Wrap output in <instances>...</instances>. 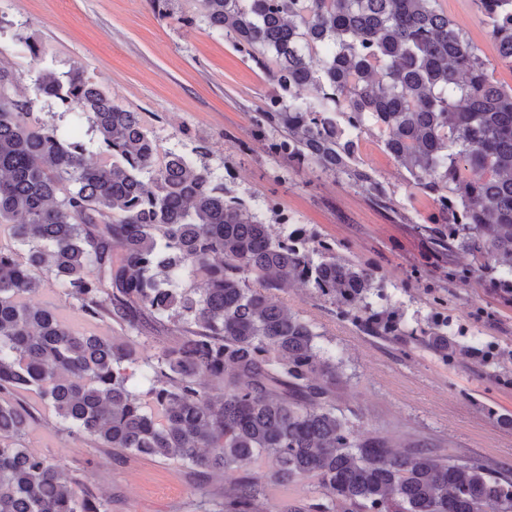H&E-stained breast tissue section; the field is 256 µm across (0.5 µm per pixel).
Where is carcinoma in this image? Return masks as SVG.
I'll return each mask as SVG.
<instances>
[{"label":"carcinoma","mask_w":512,"mask_h":512,"mask_svg":"<svg viewBox=\"0 0 512 512\" xmlns=\"http://www.w3.org/2000/svg\"><path fill=\"white\" fill-rule=\"evenodd\" d=\"M497 59L512 68V0H475ZM209 25L261 69L273 94L256 132L271 152L342 178L381 208L362 166L365 134L432 201L414 222L435 253H462L448 278L512 294V86L438 0H201ZM316 101L301 97L305 89ZM36 97L0 66V392L36 391L67 429L115 454L247 473L213 512H260L271 482L314 476L320 497L288 512H512V481L472 459L393 452L360 436L336 406V356L313 324L277 300L298 281L372 336H421L443 360L459 345L447 318L408 327L366 302L371 273L303 229H275L207 166L160 154L142 116L81 68L43 71ZM79 111L99 135L97 163L63 138L37 101ZM46 271L89 321L74 331L33 301ZM179 333L145 354L146 317ZM147 389L138 391L140 383ZM26 410L0 402V512H109L58 462L21 447Z\"/></svg>","instance_id":"carcinoma-1"}]
</instances>
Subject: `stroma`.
<instances>
[{
    "label": "stroma",
    "mask_w": 512,
    "mask_h": 512,
    "mask_svg": "<svg viewBox=\"0 0 512 512\" xmlns=\"http://www.w3.org/2000/svg\"><path fill=\"white\" fill-rule=\"evenodd\" d=\"M439 6L495 60L494 79L512 86V67L497 62L473 0H439ZM21 36L41 43L43 54L20 51ZM0 64L16 73L20 93L29 97L40 72L84 67L116 104L141 113L160 153L209 167L266 221L284 214L335 243L372 273L410 326L446 317L460 345L447 362L415 338L361 332L311 289L295 284L279 294L340 359L336 403L360 431L384 436L398 453L424 448L477 458L493 475L512 478V301L480 280L458 282L434 270L426 241L399 215L411 193L406 171L376 141L363 142L360 157L390 195V211L360 189L270 153L267 138L253 128L272 87L223 32L207 25L199 0H171L164 15L149 0H0ZM38 110L60 135L79 133L89 158L98 160V135L87 121L45 99ZM38 279L36 301L55 307L70 326L120 335L113 322L84 323L77 301L46 274ZM0 399L32 415L23 447L63 461L69 477L107 501L110 512H203L224 498L227 476L96 447L72 435L34 392H4ZM317 494L312 478L274 484L262 512H287Z\"/></svg>",
    "instance_id": "stroma-1"
}]
</instances>
